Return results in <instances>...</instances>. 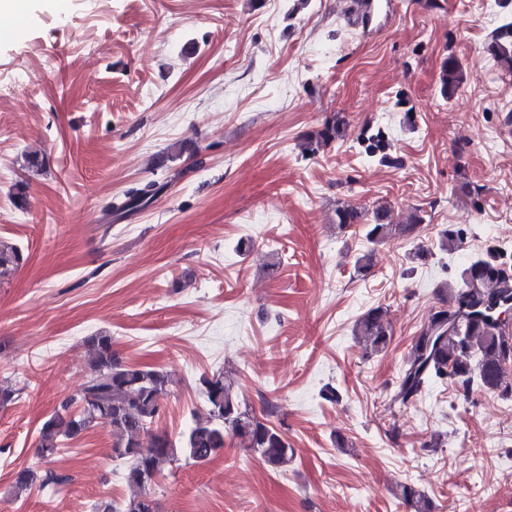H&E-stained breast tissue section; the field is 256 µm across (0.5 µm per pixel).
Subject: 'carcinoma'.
<instances>
[{"label":"carcinoma","instance_id":"1","mask_svg":"<svg viewBox=\"0 0 512 512\" xmlns=\"http://www.w3.org/2000/svg\"><path fill=\"white\" fill-rule=\"evenodd\" d=\"M489 50L500 64L512 71V28L497 34ZM465 80L463 66L450 55L440 67V93L452 96ZM344 120L332 116L323 127L306 138L305 150L316 154L340 139ZM157 189L153 184L132 187L113 200L111 211L126 215L147 206ZM365 237L379 243L396 234L413 232L423 223L415 213L406 224L394 223L391 212L380 207L373 212ZM364 212L351 204L336 209V224L349 228L361 224ZM23 261L20 248L0 240V278ZM451 305L434 311L426 327L413 340L411 352L390 404L407 406L436 381L448 384L469 396L473 386L512 398V380L506 366L512 363V323L501 313L512 307V275L507 273L502 255L495 249L471 261L459 280L449 287ZM354 335L370 354L383 351L391 340L384 311L371 308L355 322ZM90 375L79 393L42 424L37 452L43 457L57 453L61 442L101 426L112 434V453L126 463V482L138 492L122 504L104 502L96 512H158L156 499L146 491L151 475L161 474L184 457L195 463L212 459L224 450L228 434L242 441L244 448L258 455L270 468L281 470L294 458V449L276 427L241 408L235 379L222 372L200 379L208 416L196 419L177 439L151 431L160 417L162 400L168 394L169 378L160 368L124 362L112 350V336L99 333L84 341ZM79 403V411L70 407ZM41 487H61L68 477L53 470L37 474L19 470L14 476L16 493L28 490L35 482ZM399 497L413 512H431L430 501L410 484H402Z\"/></svg>","mask_w":512,"mask_h":512}]
</instances>
